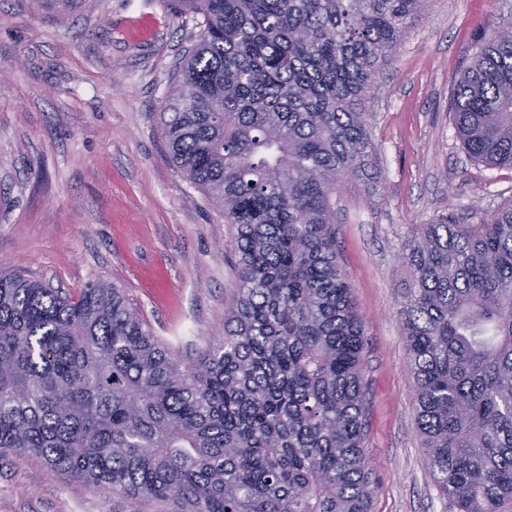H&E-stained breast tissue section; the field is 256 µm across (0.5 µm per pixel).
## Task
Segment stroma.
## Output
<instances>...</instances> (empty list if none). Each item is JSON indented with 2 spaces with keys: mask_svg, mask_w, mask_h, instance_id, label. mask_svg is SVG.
I'll return each mask as SVG.
<instances>
[{
  "mask_svg": "<svg viewBox=\"0 0 512 512\" xmlns=\"http://www.w3.org/2000/svg\"><path fill=\"white\" fill-rule=\"evenodd\" d=\"M511 23L512 0H428L358 105L374 153L367 178L336 196V242L365 322L369 512H457L416 429L399 256L421 225L512 204V170L470 159L449 112L475 44ZM202 29L170 0H81L64 16L0 0V273L71 294L116 284L187 364L223 332L235 284L232 228L163 137L164 101ZM165 509L0 458V512Z\"/></svg>",
  "mask_w": 512,
  "mask_h": 512,
  "instance_id": "stroma-1",
  "label": "stroma"
}]
</instances>
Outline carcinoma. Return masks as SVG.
Here are the masks:
<instances>
[{
  "label": "carcinoma",
  "mask_w": 512,
  "mask_h": 512,
  "mask_svg": "<svg viewBox=\"0 0 512 512\" xmlns=\"http://www.w3.org/2000/svg\"><path fill=\"white\" fill-rule=\"evenodd\" d=\"M427 0H175L204 34L177 72L172 162L235 234L224 333L191 366L122 289L0 274V456L175 512H367L364 321L335 197L367 175L356 102ZM449 111L512 169V26L475 45ZM399 317L430 474L459 512L512 503V205L426 224Z\"/></svg>",
  "instance_id": "carcinoma-1"
}]
</instances>
